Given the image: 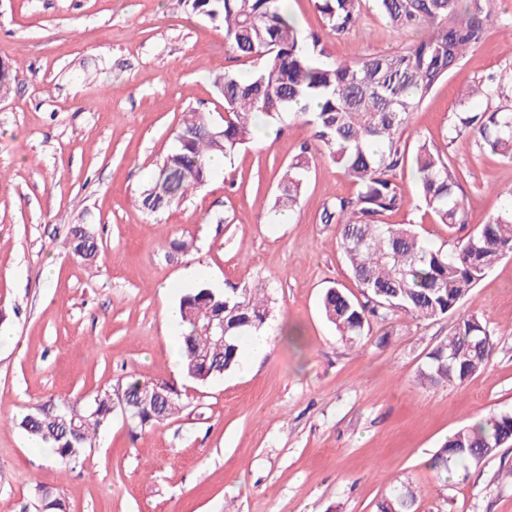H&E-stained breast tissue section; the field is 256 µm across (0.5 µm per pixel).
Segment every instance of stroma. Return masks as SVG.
Returning <instances> with one entry per match:
<instances>
[{
	"instance_id": "1",
	"label": "stroma",
	"mask_w": 512,
	"mask_h": 512,
	"mask_svg": "<svg viewBox=\"0 0 512 512\" xmlns=\"http://www.w3.org/2000/svg\"><path fill=\"white\" fill-rule=\"evenodd\" d=\"M487 41L415 112L402 137L425 139L461 173L463 224L437 223L415 198L412 168L397 174L409 204L388 224L416 225L436 246L486 224L491 191L512 185V161L449 142L460 112L494 109L470 96L512 69V0H489ZM302 33L321 34L340 60L391 53L394 35L373 4L351 34L325 32L315 0H288ZM0 63L16 71L0 96V512H35V493L59 491L69 512H377L393 487L417 496L416 512H512V444L439 475L430 459L462 426L512 412V254L480 280L463 307L493 331L487 368L462 384L426 386L418 371L453 318L371 320L361 344L341 340L320 296L360 290L336 245L324 205L356 187L325 152L315 155L296 209L274 219L288 161L311 131L292 120L271 142L255 138L231 164L178 205L148 215L142 186L174 145L183 111L224 122L214 81L256 66L224 42V26L184 0H0ZM92 225V264L69 249V229ZM187 242L174 253L172 241ZM196 265L223 290L266 287V353L200 386L170 361L163 318ZM134 375L183 393L185 410L131 429L114 416L73 470L30 447L13 420L33 405L91 396Z\"/></svg>"
}]
</instances>
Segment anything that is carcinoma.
Returning a JSON list of instances; mask_svg holds the SVG:
<instances>
[{"label": "carcinoma", "mask_w": 512, "mask_h": 512, "mask_svg": "<svg viewBox=\"0 0 512 512\" xmlns=\"http://www.w3.org/2000/svg\"><path fill=\"white\" fill-rule=\"evenodd\" d=\"M393 32L427 26L431 33L387 54H364L349 61L334 58L317 33L302 35L285 0H188L192 11L224 23L225 43L257 63L251 79L233 73L216 79L224 99V125L206 112H183L176 146L157 164L140 193L141 208L154 214L180 203L212 177L207 161L214 154L230 162L263 118L276 123L300 120L328 151L330 160L353 181L354 195L338 196L321 214L324 224L339 228L337 244L360 288L359 301L341 288H327L321 307L341 339L358 343L370 318L403 312L418 321H434L460 310L485 274L512 254V186L494 192L500 208L476 233L448 247H433L413 224H385L382 217L400 209L405 198L395 181L411 165L418 192L435 220L448 229L464 223L458 198L460 174L427 141L414 148L402 140L412 113L456 69L466 53L486 42L492 22L487 0H376ZM324 27L336 36L354 30L365 0H315ZM504 71L488 76L476 93L498 99L491 112H464L450 142L462 141L479 151L512 155V95ZM220 136L213 137L211 133ZM313 157L304 149L285 166L273 211L284 216L297 206ZM70 251L85 262L98 252L89 224L70 230ZM266 288L255 285L222 292L198 283L179 298L183 344L182 372L201 385L236 369L241 337L261 331L270 316ZM489 327L477 314L457 318L448 336L432 347L419 371L422 384H462L490 362ZM125 399L131 428L158 425L185 409L182 393L166 381L133 376L114 390H102L81 402L50 400L14 419L32 440L49 447L64 468L95 447L109 426L118 395ZM512 442V412L495 413L453 433L431 458L439 474L468 470L480 458ZM416 495L407 489L384 497L377 512H412ZM39 512H67L60 494L37 491Z\"/></svg>", "instance_id": "carcinoma-1"}]
</instances>
